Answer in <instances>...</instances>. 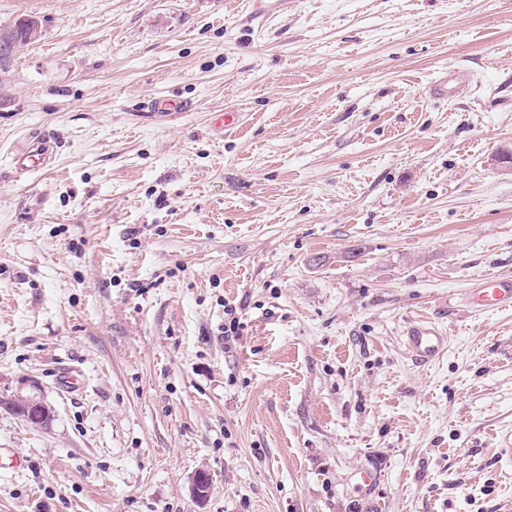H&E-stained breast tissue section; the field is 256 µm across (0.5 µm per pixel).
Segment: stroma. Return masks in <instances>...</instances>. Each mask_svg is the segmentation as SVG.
Listing matches in <instances>:
<instances>
[{
    "instance_id": "obj_1",
    "label": "stroma",
    "mask_w": 512,
    "mask_h": 512,
    "mask_svg": "<svg viewBox=\"0 0 512 512\" xmlns=\"http://www.w3.org/2000/svg\"><path fill=\"white\" fill-rule=\"evenodd\" d=\"M27 16L0 398L51 419L0 406V512H512V311L463 303L512 276V0H0ZM38 133L55 161L16 178ZM403 344L408 356L416 363L438 361L448 347V336L431 322H413L405 332Z\"/></svg>"
}]
</instances>
